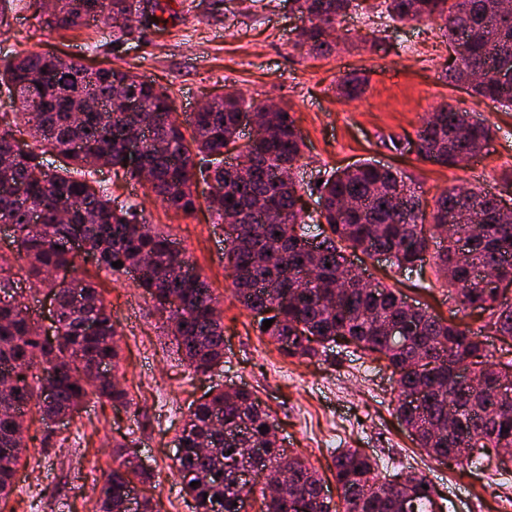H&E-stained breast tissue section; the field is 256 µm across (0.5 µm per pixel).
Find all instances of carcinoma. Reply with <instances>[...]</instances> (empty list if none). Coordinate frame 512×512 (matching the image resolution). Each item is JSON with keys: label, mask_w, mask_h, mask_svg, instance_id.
I'll list each match as a JSON object with an SVG mask.
<instances>
[{"label": "carcinoma", "mask_w": 512, "mask_h": 512, "mask_svg": "<svg viewBox=\"0 0 512 512\" xmlns=\"http://www.w3.org/2000/svg\"><path fill=\"white\" fill-rule=\"evenodd\" d=\"M306 19L297 44L324 56L336 52L329 28L353 7V0H293ZM379 18L392 22L435 17L454 54L448 79L501 106L512 109V82L497 78L512 73V8L504 0H379ZM136 0H55L48 25L76 30L83 21L101 18L112 24L117 39L140 31L134 18ZM87 68L50 52L0 60V89L19 101V111L0 114V224L13 227L14 257L0 253V292L17 287L13 261L33 286L48 290L56 304L53 337L13 302H0V372H13L10 393H0V501L8 498L25 450L24 416H37L48 427L73 414L89 398L114 405L127 402V391L115 376L95 377L93 369L119 367L117 325L97 284L84 277L82 259L66 245L80 237L97 269L127 272L149 263L139 286L166 316L170 333L185 361L205 374L224 362V326L215 316L219 302L187 257L176 258L173 242L155 231L143 212L117 205L89 177L103 164L135 179L147 169L150 192L186 214L196 210V187H209L208 208L217 223L236 232L225 253L232 270L233 295L253 315L262 335L285 356L312 360L334 343L377 360L398 375L396 412L417 446L427 454L458 465L482 457L512 458V403L503 406L495 391H512V358L492 361L485 332L512 338V303L498 289L483 286L477 270L491 268L512 282V214L502 213L501 198L477 187L453 186L436 202L431 223L420 216L419 197L409 192L398 172L372 162L331 173L317 187L321 249L308 246L303 181L294 177L302 157L301 136L288 112L253 111L241 95L219 96L194 114L185 135L170 97L151 80L129 70L103 69L93 78L94 95L104 101L120 90L131 93L141 109L89 112ZM70 76L61 85L45 81L50 74ZM340 93L356 99L365 82L350 74ZM249 114L256 137L241 152L249 162L245 174L222 158L236 147L240 117ZM450 104L429 113L417 131L419 155L451 167L463 155L476 156L490 139L485 123ZM146 128L150 141L139 155L127 151L126 138ZM65 163L52 166L48 157ZM22 189L13 199L9 191ZM448 245L438 255L439 272L453 289L449 298L465 309L488 314L478 330L453 319L443 320L418 308L411 310L397 292L383 284L367 288L350 267L345 250L368 255L382 251L404 271L422 265L430 241L440 229ZM120 261L123 267L112 263ZM71 271L81 285L84 303L76 305L72 288L49 277L51 270ZM273 320L264 328L263 321ZM94 323L88 331L87 323ZM406 325L410 335L393 342L386 328ZM457 369L472 375L464 397L434 386H450ZM427 390L420 406L406 400ZM268 430L261 431V426ZM175 467L195 512H244L240 487L246 474L242 448H261L249 460L259 494L258 512H290L291 501L303 512H331L317 471L290 456L276 440V424L258 398L242 387L220 389L189 408L178 438ZM472 448L467 455L463 449ZM342 512H431L434 491L427 479L413 474L399 490L386 488L379 464L357 448L331 453ZM287 463L294 480L284 495L267 492L266 471ZM95 512H158L146 494L131 496L136 484L151 482L137 456L116 451L113 467L102 474ZM198 485L191 486L192 482Z\"/></svg>", "instance_id": "carcinoma-1"}]
</instances>
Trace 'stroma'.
Returning a JSON list of instances; mask_svg holds the SVG:
<instances>
[{
    "instance_id": "obj_1",
    "label": "stroma",
    "mask_w": 512,
    "mask_h": 512,
    "mask_svg": "<svg viewBox=\"0 0 512 512\" xmlns=\"http://www.w3.org/2000/svg\"><path fill=\"white\" fill-rule=\"evenodd\" d=\"M160 3L166 8L163 24L117 45L104 21L64 32L48 26L28 0H10L0 56L52 48L90 68L130 66L166 90L182 123L199 103L224 93L276 103L287 109L303 139L297 176L312 186L333 171L373 162L404 172L427 215L441 193L455 185L499 193L512 204V194L502 191L503 177L512 173V111L449 84L448 45L436 21L388 23L369 10L367 0H355V9L336 24L340 51L321 57L296 47L304 21L289 0ZM376 36L383 40L382 51L361 49L362 40ZM350 72L367 81L356 100L336 89ZM446 103L492 130L486 149L455 167L424 161L408 148L426 113ZM96 179L118 202L142 208L219 296L224 363L205 374L194 372L135 280L100 274L120 334L118 379L131 403L92 400L63 424L39 427L0 512H92L118 441L152 471L159 512H192L193 501L182 491L175 468L177 439L190 404L218 384L252 391L275 419L283 447L311 464L328 491L336 489L333 449L357 448L378 458L389 473L426 476L445 512H512V462L495 458L462 467L426 456L394 412L397 377L384 363L337 346L310 361L287 358L258 333L250 312L232 296L224 227L207 209L206 185H199L200 203L188 215L160 205L142 184L115 178L111 169H101ZM439 250V244H431L421 271L410 275L399 273L389 258L359 251L349 258L366 277L397 289L407 302L479 327L475 311H455L449 300L448 286L435 271Z\"/></svg>"
}]
</instances>
